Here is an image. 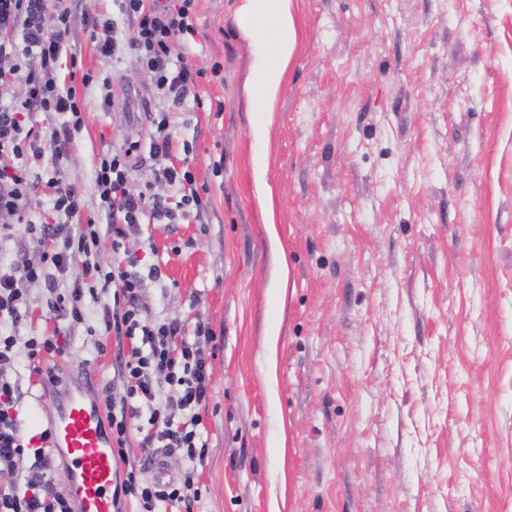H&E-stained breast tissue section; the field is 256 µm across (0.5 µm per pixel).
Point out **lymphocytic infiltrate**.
I'll list each match as a JSON object with an SVG mask.
<instances>
[{
    "label": "lymphocytic infiltrate",
    "mask_w": 512,
    "mask_h": 512,
    "mask_svg": "<svg viewBox=\"0 0 512 512\" xmlns=\"http://www.w3.org/2000/svg\"><path fill=\"white\" fill-rule=\"evenodd\" d=\"M119 18L92 19L90 26L98 51L120 59L133 51L160 97L178 106L197 90L200 75L184 56L173 57L176 41L194 35L196 0H116ZM74 17L65 0H0V79H13L17 96L0 100V156L43 153L35 117L41 112L63 115L52 129L50 142L55 159L67 156L75 132L82 126V102L76 87L60 88L58 63L65 52ZM138 143L128 141L101 154L95 169V186L106 209L107 226L76 224L80 211L75 189L56 188L55 211L70 216L67 224H31L24 212L36 186L25 169L0 165V239L17 230L51 242L50 250L32 259L17 252L9 268L0 273V512H73L67 495L59 492L49 475L51 463L43 448H29L21 434L16 409L17 387L10 377L16 363V339L2 333L6 324L17 323L28 307L23 284L41 283L50 299L47 308L54 320L80 323L85 319L84 287L100 281L112 289L113 304L104 308L105 335L115 341V364L124 382V393L107 414L112 445L125 474L115 479L117 506L136 499L139 512H193L200 498L194 467L203 463L209 449L204 437L203 414L210 398V366L215 332L208 322L187 328L177 317L157 321L143 314L146 279H159V265L140 270L137 253L127 247L139 234L144 220L176 224L190 210H204L190 167L165 166L155 172L157 192L133 193L130 182L136 170L132 160ZM179 192L171 202L170 192ZM112 236L113 258L102 268L92 258L100 232ZM83 255L72 288L59 293L53 271L68 268L74 255ZM142 434V457L130 461L126 442L130 431ZM170 449L188 465L181 479L161 483L141 479L140 473L159 449ZM34 460L26 475H18L15 463L25 455Z\"/></svg>",
    "instance_id": "f902f5d3"
}]
</instances>
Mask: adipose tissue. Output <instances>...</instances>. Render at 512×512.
I'll use <instances>...</instances> for the list:
<instances>
[{"instance_id": "obj_1", "label": "adipose tissue", "mask_w": 512, "mask_h": 512, "mask_svg": "<svg viewBox=\"0 0 512 512\" xmlns=\"http://www.w3.org/2000/svg\"><path fill=\"white\" fill-rule=\"evenodd\" d=\"M236 18L254 52L248 79L251 104L255 111H271L298 38L289 0H241Z\"/></svg>"}]
</instances>
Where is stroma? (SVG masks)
I'll return each instance as SVG.
<instances>
[{
    "instance_id": "35a3bbf8",
    "label": "stroma",
    "mask_w": 512,
    "mask_h": 512,
    "mask_svg": "<svg viewBox=\"0 0 512 512\" xmlns=\"http://www.w3.org/2000/svg\"><path fill=\"white\" fill-rule=\"evenodd\" d=\"M239 2L198 0L199 98L168 109L169 161L189 162L209 204L128 242L163 271L148 315L216 333L198 512H512V0H291L298 40L270 112L249 105ZM71 9L59 81H95L66 159L20 160L37 224L60 221L52 179L105 223L95 165L127 139L142 145L132 192L158 167L145 118L103 102L165 107L133 53L96 49L86 21L113 0ZM26 293L12 376L28 439L60 391L23 354L58 327L44 285ZM112 302L95 289L86 321L60 326L64 380L103 408L124 392L114 348L98 349Z\"/></svg>"
}]
</instances>
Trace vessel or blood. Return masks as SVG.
<instances>
[{"instance_id": "vessel-or-blood-1", "label": "vessel or blood", "mask_w": 512, "mask_h": 512, "mask_svg": "<svg viewBox=\"0 0 512 512\" xmlns=\"http://www.w3.org/2000/svg\"><path fill=\"white\" fill-rule=\"evenodd\" d=\"M51 446L67 461V493L76 512H114L117 458L99 406L87 402L81 392L66 391L56 407Z\"/></svg>"}]
</instances>
